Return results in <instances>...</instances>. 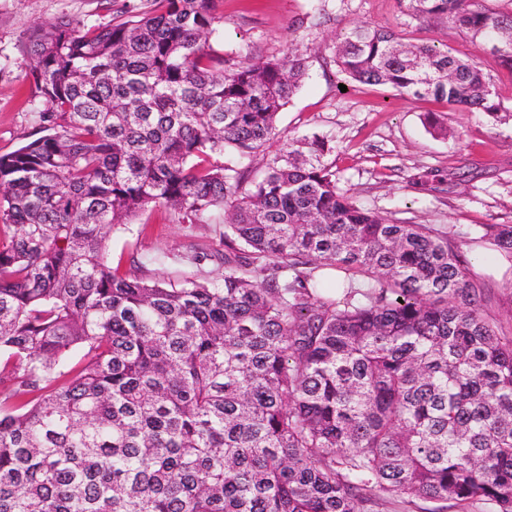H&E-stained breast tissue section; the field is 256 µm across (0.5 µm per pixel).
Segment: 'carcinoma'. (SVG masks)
<instances>
[{
	"instance_id": "cac0c4a2",
	"label": "carcinoma",
	"mask_w": 512,
	"mask_h": 512,
	"mask_svg": "<svg viewBox=\"0 0 512 512\" xmlns=\"http://www.w3.org/2000/svg\"><path fill=\"white\" fill-rule=\"evenodd\" d=\"M146 2L26 30L47 108L0 155V512H512V336L448 229L358 205L317 136L250 177L304 63L217 54L218 0ZM398 3L512 71V12ZM335 58L501 111L448 48L357 25ZM158 205L224 209L219 281L112 269V230ZM472 241L512 261V224Z\"/></svg>"
}]
</instances>
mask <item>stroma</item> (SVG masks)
<instances>
[{"label":"stroma","instance_id":"stroma-1","mask_svg":"<svg viewBox=\"0 0 512 512\" xmlns=\"http://www.w3.org/2000/svg\"><path fill=\"white\" fill-rule=\"evenodd\" d=\"M63 15L91 23L113 17L100 0H0V154L37 138L46 107L21 49L26 29ZM218 15L211 43L225 56L267 60L292 52L305 64L302 87L281 110L267 154L283 139L319 134L332 148L326 160L340 188L359 205L398 222L460 231L457 244L486 285L489 313L512 327V265L465 237L480 224H512V71L466 34L401 12L397 0H220ZM360 23L472 57L502 106L498 118L346 81L335 64V37ZM430 112L447 136L432 133ZM226 232L223 210L186 224L158 206L113 229L106 255L127 275L215 281L224 272Z\"/></svg>","mask_w":512,"mask_h":512}]
</instances>
